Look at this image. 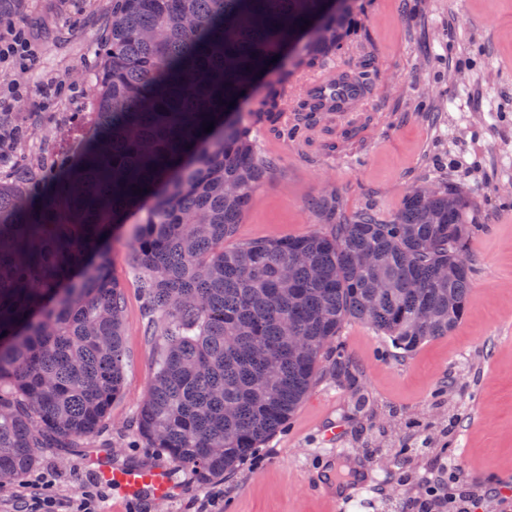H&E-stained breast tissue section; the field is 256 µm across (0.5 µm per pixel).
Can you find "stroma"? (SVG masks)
<instances>
[{
  "mask_svg": "<svg viewBox=\"0 0 512 512\" xmlns=\"http://www.w3.org/2000/svg\"><path fill=\"white\" fill-rule=\"evenodd\" d=\"M112 0H12L0 11V36L14 24L31 32L33 65L9 80L31 92L69 83L48 111L13 105L28 130L31 161L77 156L94 121L99 92L94 46ZM356 25L338 57L371 63L373 92L359 113L360 133L325 154L327 134L297 148L254 137L277 159L253 193L225 248L322 231L310 198L333 193L346 214L372 207L392 217L414 188L452 179L474 200L486 230L472 239L476 275L466 317L447 336L403 358L372 327L350 321L341 341L356 384L324 368L284 430L234 474L200 487L188 470L152 448L131 444L135 414L153 373V346L131 267V229L115 233L110 270L125 294V383L106 428L75 448L44 449L18 485L0 490V512H21L52 480L65 512L90 497L96 512H393L425 497L428 481L454 467L478 512H505L512 496V0H355ZM408 445L406 465L393 447ZM370 473L349 501L329 500L326 479L349 481L350 459ZM161 469L171 495L146 494L127 507L120 487L95 471Z\"/></svg>",
  "mask_w": 512,
  "mask_h": 512,
  "instance_id": "1",
  "label": "stroma"
}]
</instances>
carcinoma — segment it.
Returning a JSON list of instances; mask_svg holds the SVG:
<instances>
[{"instance_id": "carcinoma-1", "label": "carcinoma", "mask_w": 512, "mask_h": 512, "mask_svg": "<svg viewBox=\"0 0 512 512\" xmlns=\"http://www.w3.org/2000/svg\"><path fill=\"white\" fill-rule=\"evenodd\" d=\"M114 0L98 41L96 120L83 152L51 181L20 161L0 182V489L39 461L104 429L123 392V293L105 248L134 212L131 243L153 376L135 427L146 447L200 484L234 472L285 426L349 321L403 354L464 318L485 225L448 179L415 188L392 218L344 213L336 195L311 205L325 229L224 241L274 171L252 137L285 122L288 76L245 113L240 103L273 56L319 20L292 70L316 72L348 37L353 0ZM297 120L318 108L294 98ZM214 123L211 132L203 124ZM367 252L376 267L359 263ZM458 266L443 280V270Z\"/></svg>"}]
</instances>
